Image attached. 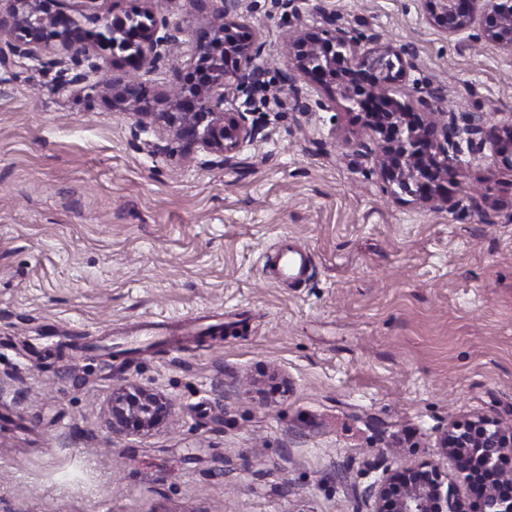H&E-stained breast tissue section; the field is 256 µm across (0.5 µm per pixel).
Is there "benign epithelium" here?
Instances as JSON below:
<instances>
[{
  "label": "benign epithelium",
  "mask_w": 512,
  "mask_h": 512,
  "mask_svg": "<svg viewBox=\"0 0 512 512\" xmlns=\"http://www.w3.org/2000/svg\"><path fill=\"white\" fill-rule=\"evenodd\" d=\"M12 22L0 26V65L10 57L42 60L53 48L75 58L95 56L91 65L114 76L89 86L112 109L132 119L133 133L159 126L167 144L158 153L173 156L201 149L230 162L259 129L246 112L224 111V101L256 85L260 70L254 64L262 44L240 22L239 0L212 5L205 34L195 39L193 58L179 86L161 95L134 79L153 68L168 53L177 36L159 31L169 27L158 15L159 0H138L134 12L148 22L131 27L128 14L101 15L97 0H83L88 13H70L67 0H9ZM426 21L449 37L479 25L492 44L512 52V0H425ZM373 46L341 29L296 31L288 35L287 72L283 82L291 93L305 80L335 89L358 109L369 141L353 142L357 151L375 157L385 180L402 194L448 209V171L460 163L461 143L476 151L490 144L494 155L512 165V123L487 124L484 113L442 112L431 97L401 102L396 95L406 86L411 62L406 51L372 38ZM120 75H115V72ZM171 402L144 387L130 384L112 396V425L130 433L150 432L167 423ZM441 448L454 463L457 478L475 499L462 495L442 479L439 467L427 462L417 468L384 471L365 494L374 512H512V420L475 415L453 421L443 434Z\"/></svg>",
  "instance_id": "obj_1"
}]
</instances>
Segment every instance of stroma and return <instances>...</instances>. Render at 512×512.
Returning <instances> with one entry per match:
<instances>
[{"instance_id":"obj_1","label":"stroma","mask_w":512,"mask_h":512,"mask_svg":"<svg viewBox=\"0 0 512 512\" xmlns=\"http://www.w3.org/2000/svg\"><path fill=\"white\" fill-rule=\"evenodd\" d=\"M275 95L289 29L326 20L412 53L406 91L512 121V52L480 28L449 37L424 0H241ZM190 64L139 71L156 93ZM0 66V512H373L386 468L454 467L439 440L475 414L512 416V166L463 152L436 210L387 188L346 143V103L301 83L248 111L260 129L230 165L154 153L164 133L65 79ZM309 252L273 276L282 240ZM191 335L129 338L156 324ZM135 383L166 425L113 429ZM275 276L278 280L288 282V280L301 276L310 264L308 253L296 250L284 249L277 253L275 257Z\"/></svg>"}]
</instances>
